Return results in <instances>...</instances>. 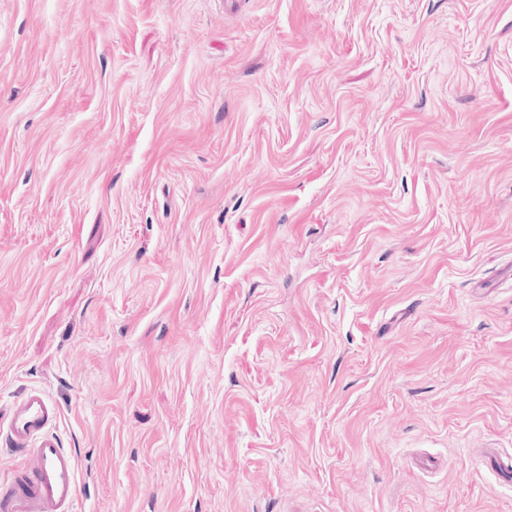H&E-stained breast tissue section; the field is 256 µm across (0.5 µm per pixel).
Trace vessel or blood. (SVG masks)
<instances>
[{
  "mask_svg": "<svg viewBox=\"0 0 512 512\" xmlns=\"http://www.w3.org/2000/svg\"><path fill=\"white\" fill-rule=\"evenodd\" d=\"M58 420L56 405L37 388L13 402L0 420V440L21 458L0 479V512H76V462L54 431Z\"/></svg>",
  "mask_w": 512,
  "mask_h": 512,
  "instance_id": "1",
  "label": "vessel or blood"
}]
</instances>
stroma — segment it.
I'll list each match as a JSON object with an SVG mask.
<instances>
[{
  "label": "stroma",
  "mask_w": 512,
  "mask_h": 512,
  "mask_svg": "<svg viewBox=\"0 0 512 512\" xmlns=\"http://www.w3.org/2000/svg\"><path fill=\"white\" fill-rule=\"evenodd\" d=\"M78 512H512V0H0V412ZM59 412L41 389H29L0 420V436L20 465L0 481V512H75L79 482L72 452L54 428Z\"/></svg>",
  "instance_id": "stroma-1"
}]
</instances>
